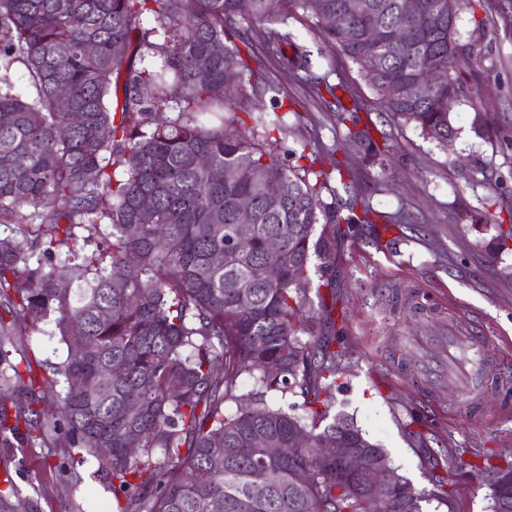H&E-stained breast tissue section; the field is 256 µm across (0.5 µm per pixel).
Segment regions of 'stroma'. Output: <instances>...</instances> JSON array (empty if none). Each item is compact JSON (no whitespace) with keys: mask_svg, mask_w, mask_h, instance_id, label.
<instances>
[{"mask_svg":"<svg viewBox=\"0 0 512 512\" xmlns=\"http://www.w3.org/2000/svg\"><path fill=\"white\" fill-rule=\"evenodd\" d=\"M291 27L311 50L315 72L348 83L365 107L363 120L388 137L387 165L353 162L340 198L411 217L390 247L376 244L368 226L336 237V310L345 316L336 332L344 353L336 410L386 450L416 492L431 489L430 459L447 468L448 504L427 502L424 512H490L483 476L452 464L460 454L479 465H512V251L496 250V224L512 218V0H461L458 27L463 37L480 38L477 83L495 132L475 137L474 112L459 105L457 136L447 150L413 125L390 121L351 62L307 25ZM284 120L288 134L277 148L283 161L306 140L329 145L343 133L313 103ZM410 291L422 295L423 315L404 309ZM440 320L464 322L486 337L488 355L499 362L497 374L482 379L479 400L453 389L430 396L407 375L412 355L405 337ZM410 422L426 446L409 439ZM8 469L23 495H35L39 512H116L111 493L95 486L94 462H78L63 449H15Z\"/></svg>","mask_w":512,"mask_h":512,"instance_id":"stroma-1","label":"stroma"}]
</instances>
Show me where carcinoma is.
<instances>
[{"label":"carcinoma","mask_w":512,"mask_h":512,"mask_svg":"<svg viewBox=\"0 0 512 512\" xmlns=\"http://www.w3.org/2000/svg\"><path fill=\"white\" fill-rule=\"evenodd\" d=\"M312 2L0 0V224L9 225L0 236V455L39 445L91 458L117 512H369L374 500L423 512L418 493L409 504L393 500L409 486L395 470L375 492L354 489L322 456L338 439L391 466L335 412L342 350L329 334L327 295L336 225L378 224V242L398 224L365 201L348 200L345 215L337 207L333 183L345 187L352 174L345 147L374 161L387 145L359 127L364 107L346 83L314 74L288 20L310 22L383 111L445 148L459 104L474 110L476 137L492 132L474 86L484 56L448 23L450 0H419L413 13L405 0H320L335 28ZM372 25L386 37L366 39ZM400 27L403 43L388 37ZM271 61L345 127L343 139L303 144L292 165L277 158L272 133L288 127L270 113L296 100L268 76ZM20 68L25 91L14 81ZM122 75L117 113L113 80ZM71 112L83 121L72 123ZM213 167L225 177L214 179ZM271 182L288 195L268 196ZM144 196L153 199L146 211ZM242 197L254 203L244 239L235 233ZM101 224L112 241L97 260L79 257L78 230ZM262 265L276 276L255 279ZM49 318L67 350L56 363L18 344ZM77 377L91 387L73 388ZM60 378L65 390L46 399L43 382ZM246 379L251 403L227 409ZM299 433L305 445L285 456L254 447L259 435L286 443ZM454 466L492 474L491 512H512L511 469L460 455ZM305 468L308 486L292 479ZM429 481L433 499L448 501V476L432 468ZM3 483L0 512H14L20 489L8 473Z\"/></svg>","instance_id":"carcinoma-1"}]
</instances>
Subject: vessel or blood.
I'll return each instance as SVG.
<instances>
[{"label": "vessel or blood", "instance_id": "b4317fda", "mask_svg": "<svg viewBox=\"0 0 512 512\" xmlns=\"http://www.w3.org/2000/svg\"><path fill=\"white\" fill-rule=\"evenodd\" d=\"M415 360L408 375L422 390L438 392L448 386L472 390L488 364L481 337L448 321L422 329L409 339Z\"/></svg>", "mask_w": 512, "mask_h": 512}]
</instances>
